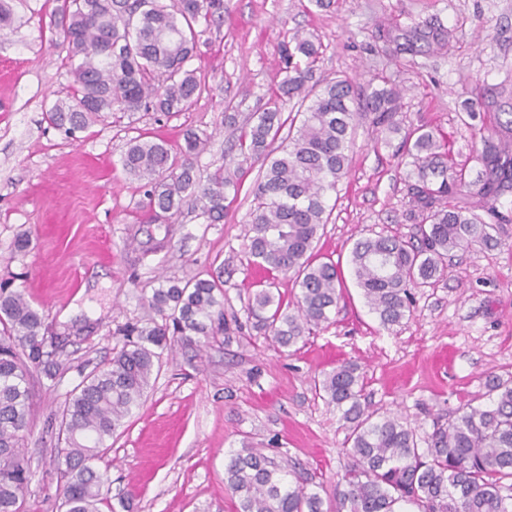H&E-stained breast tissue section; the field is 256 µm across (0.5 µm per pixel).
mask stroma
Returning <instances> with one entry per match:
<instances>
[{"mask_svg":"<svg viewBox=\"0 0 512 512\" xmlns=\"http://www.w3.org/2000/svg\"><path fill=\"white\" fill-rule=\"evenodd\" d=\"M56 0H14L0 31V283L43 312L49 335L65 338L54 378L34 374L35 414L26 436L25 512H62L58 495L59 425L52 415L121 343L117 328L154 319L149 302L163 280L224 282L225 325L200 346L164 354L142 405L108 442L96 466L110 493L99 512H236L224 487L229 452L258 448L292 480L333 493L346 462L340 414L315 392L313 378L341 361L364 372V403L394 414L418 437L458 408L481 402L486 381L512 378V241L457 253L436 283L414 289L413 312L380 326L351 273L363 236H409V159L399 135L359 126L349 173L319 232L315 260L336 263L344 298L329 325L298 351L280 348L247 319L259 274L247 260L252 189L260 161H239L238 191L210 223L187 201L176 223H146L140 182L122 170L130 140L181 144L185 130L209 135L194 160L207 178L225 164L240 130L276 90L279 48L294 31L322 48L319 80L385 78L406 91L403 128L446 136L455 163L473 164L506 116L498 110L459 118L464 101L512 87V0H224V21L209 26L188 61L204 90L186 111L116 112L69 137L47 120L71 92L67 51L52 28ZM444 26L449 48L397 53L379 29ZM165 246L143 254L147 237ZM28 239L18 250L19 239Z\"/></svg>","mask_w":512,"mask_h":512,"instance_id":"obj_1","label":"stroma"}]
</instances>
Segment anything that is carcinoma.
Here are the masks:
<instances>
[{
  "label": "carcinoma",
  "mask_w": 512,
  "mask_h": 512,
  "mask_svg": "<svg viewBox=\"0 0 512 512\" xmlns=\"http://www.w3.org/2000/svg\"><path fill=\"white\" fill-rule=\"evenodd\" d=\"M54 26L63 34L72 100L49 110L52 125L67 133L112 112H181L199 97L201 83L185 69L203 31L201 18L219 24L224 0H60ZM403 49L423 41L442 49L451 30L415 27L403 34ZM320 44L295 31L283 49V78L264 107L240 134V154L262 161L253 190L247 254L267 273L292 276L299 287L287 302L267 286L248 296V319L282 348H293L330 323L342 298L341 276L331 262L314 263L313 245L327 223V200L347 174L353 133L361 121L403 134L399 150L411 158L410 209L418 224L409 238L377 235L358 239L350 264L371 313L384 328L412 312L411 290L441 277L448 258L478 243L505 245L496 202L512 189V112L498 140L484 141L475 178L465 166L448 164V142L423 127L401 132L402 91L374 88L359 98L349 79L314 78ZM298 100L301 124L286 125L282 106ZM288 129L280 146L272 143ZM208 139L194 131L175 149L162 139L132 141L121 157L123 171L145 181L148 224H165L192 199L212 222L224 218V200L236 188L230 170L202 182L193 158ZM224 289L197 278L154 290L150 303L161 317L117 331L123 345L73 390L60 412L65 429L58 490L66 512H98L109 493L108 476L94 466L105 443L140 407L164 351L199 345L213 334V315H224ZM45 318L18 292L0 289V512H23L28 469L23 453L33 419L30 379L59 370L47 350ZM315 390L341 413L347 467L336 496L324 507L321 485L308 489L258 450L229 455L224 485L237 512H512V380H492L486 402L468 405L438 424L420 447L414 429L393 415L380 416L362 403L364 375L342 362L314 379Z\"/></svg>",
  "instance_id": "1"
}]
</instances>
